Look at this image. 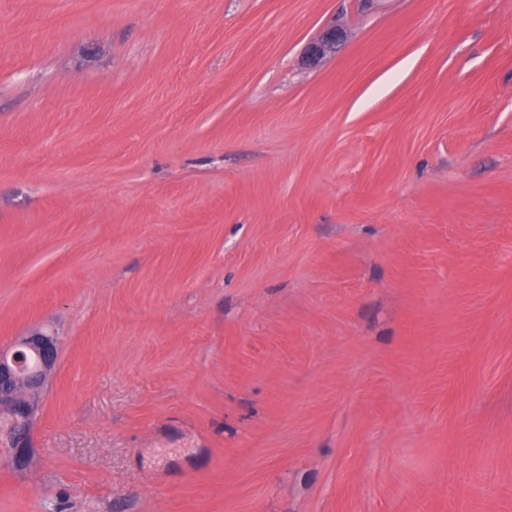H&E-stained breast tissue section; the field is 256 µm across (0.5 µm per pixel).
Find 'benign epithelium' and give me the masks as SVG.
I'll return each mask as SVG.
<instances>
[{
  "mask_svg": "<svg viewBox=\"0 0 512 512\" xmlns=\"http://www.w3.org/2000/svg\"><path fill=\"white\" fill-rule=\"evenodd\" d=\"M345 37L341 25L326 24L307 44L302 64L316 66L336 52ZM56 360V339L41 328L29 330L10 348L0 349V417L4 420L0 449L19 472L33 461L32 429L38 413L36 400L23 397L22 391L37 394L52 376Z\"/></svg>",
  "mask_w": 512,
  "mask_h": 512,
  "instance_id": "obj_1",
  "label": "benign epithelium"
}]
</instances>
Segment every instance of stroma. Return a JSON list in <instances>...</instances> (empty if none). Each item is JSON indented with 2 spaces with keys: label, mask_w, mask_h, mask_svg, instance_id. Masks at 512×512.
<instances>
[{
  "label": "stroma",
  "mask_w": 512,
  "mask_h": 512,
  "mask_svg": "<svg viewBox=\"0 0 512 512\" xmlns=\"http://www.w3.org/2000/svg\"><path fill=\"white\" fill-rule=\"evenodd\" d=\"M34 326L0 512H512V0H0ZM346 33L340 24L330 22L307 44L302 64L306 67L316 66L325 56L336 52L345 40ZM56 360V339L41 328L29 330L9 349H0V447L16 471L26 470L33 461L32 429L38 413L36 400L21 392L37 394L52 376Z\"/></svg>",
  "instance_id": "35a3bbf8"
}]
</instances>
